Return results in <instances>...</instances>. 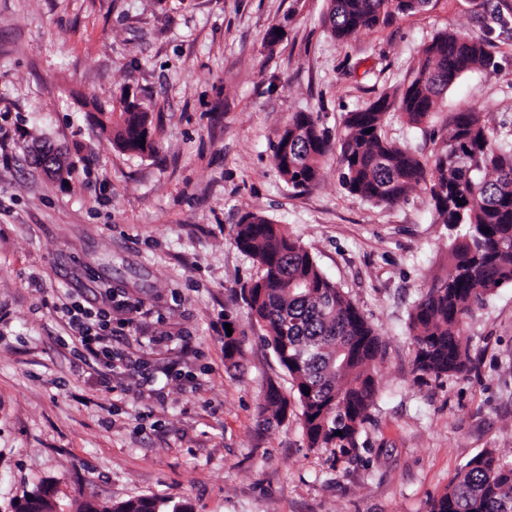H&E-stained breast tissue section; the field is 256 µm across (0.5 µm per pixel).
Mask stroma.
I'll return each mask as SVG.
<instances>
[{
    "label": "stroma",
    "instance_id": "obj_1",
    "mask_svg": "<svg viewBox=\"0 0 512 512\" xmlns=\"http://www.w3.org/2000/svg\"><path fill=\"white\" fill-rule=\"evenodd\" d=\"M328 10L0 0V512L40 486L59 512L138 497L193 512H427L472 457L512 459V287L466 319L469 373L419 375L408 313L446 274L450 235L429 194L393 207L352 196L335 152L301 192L272 160L298 112L339 142L347 113L402 86L445 32L484 42L491 64L421 127L389 110L382 136L428 161L457 112L512 134V0H433L344 43ZM128 89L151 112L155 154L99 129L94 101ZM45 141L65 179L36 164ZM247 213L299 239L383 343L356 449L309 448L297 406L270 425L258 415L268 385L288 396L292 384L242 299L260 272L233 241ZM73 301L123 323L112 371L72 336L61 307Z\"/></svg>",
    "mask_w": 512,
    "mask_h": 512
}]
</instances>
